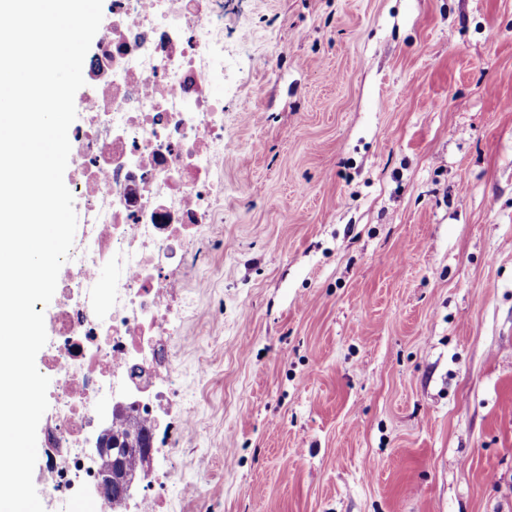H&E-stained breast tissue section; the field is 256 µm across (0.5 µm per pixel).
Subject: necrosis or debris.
Here are the masks:
<instances>
[{"label":"necrosis or debris","instance_id":"necrosis-or-debris-1","mask_svg":"<svg viewBox=\"0 0 512 512\" xmlns=\"http://www.w3.org/2000/svg\"><path fill=\"white\" fill-rule=\"evenodd\" d=\"M83 120L70 127L82 164L77 222L41 366L55 376L42 482L60 512H110L76 447L133 368L170 369L124 411L154 420L179 397L171 337L194 304L178 300L193 265L187 240L223 197V0H112V29L88 69Z\"/></svg>","mask_w":512,"mask_h":512}]
</instances>
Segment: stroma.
Listing matches in <instances>:
<instances>
[{"label":"stroma","mask_w":512,"mask_h":512,"mask_svg":"<svg viewBox=\"0 0 512 512\" xmlns=\"http://www.w3.org/2000/svg\"><path fill=\"white\" fill-rule=\"evenodd\" d=\"M224 55L159 512H512V0H224Z\"/></svg>","instance_id":"1"}]
</instances>
